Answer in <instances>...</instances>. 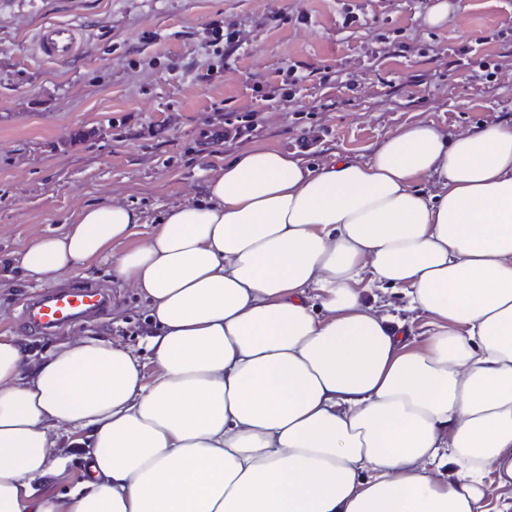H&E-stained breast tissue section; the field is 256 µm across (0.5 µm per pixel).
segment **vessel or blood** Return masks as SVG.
<instances>
[{
	"instance_id": "obj_1",
	"label": "vessel or blood",
	"mask_w": 512,
	"mask_h": 512,
	"mask_svg": "<svg viewBox=\"0 0 512 512\" xmlns=\"http://www.w3.org/2000/svg\"><path fill=\"white\" fill-rule=\"evenodd\" d=\"M78 49V34L66 24L46 25L35 38L37 54L48 61L70 57ZM108 309V298L93 282L67 283L41 289L24 306L22 320L29 330L48 334L78 321L99 318Z\"/></svg>"
}]
</instances>
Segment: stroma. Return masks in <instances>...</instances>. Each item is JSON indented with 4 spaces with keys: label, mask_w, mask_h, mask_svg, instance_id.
Returning <instances> with one entry per match:
<instances>
[{
    "label": "stroma",
    "mask_w": 512,
    "mask_h": 512,
    "mask_svg": "<svg viewBox=\"0 0 512 512\" xmlns=\"http://www.w3.org/2000/svg\"><path fill=\"white\" fill-rule=\"evenodd\" d=\"M432 0H0V334L31 362L96 334L145 343L147 304L112 281V258L73 273L106 288V315L53 336L24 329L39 287L11 264L32 239L64 230L82 206L113 202L153 224L203 198L226 153L275 146L296 152L304 127L321 139L304 165L339 153L366 160L392 133L420 121L454 135L512 116V0H457L441 28L422 17ZM357 20L343 21L345 9ZM213 22L234 25L236 50L201 46ZM65 23L78 54L44 62L38 30ZM470 46L495 75L465 87L448 50ZM304 75L295 98L271 108L258 89L286 70ZM328 84H320L322 73ZM257 110L255 136L219 145L201 133L217 110Z\"/></svg>",
    "instance_id": "stroma-1"
}]
</instances>
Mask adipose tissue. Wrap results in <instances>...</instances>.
Wrapping results in <instances>:
<instances>
[{
  "label": "adipose tissue",
  "instance_id": "1",
  "mask_svg": "<svg viewBox=\"0 0 512 512\" xmlns=\"http://www.w3.org/2000/svg\"><path fill=\"white\" fill-rule=\"evenodd\" d=\"M204 195L145 235L88 205L17 253L45 286L111 254L154 329L34 365L0 334V512H486L487 472L512 487V120L363 162L244 149ZM390 287L423 345L369 304ZM70 447L86 477L50 493Z\"/></svg>",
  "mask_w": 512,
  "mask_h": 512
}]
</instances>
